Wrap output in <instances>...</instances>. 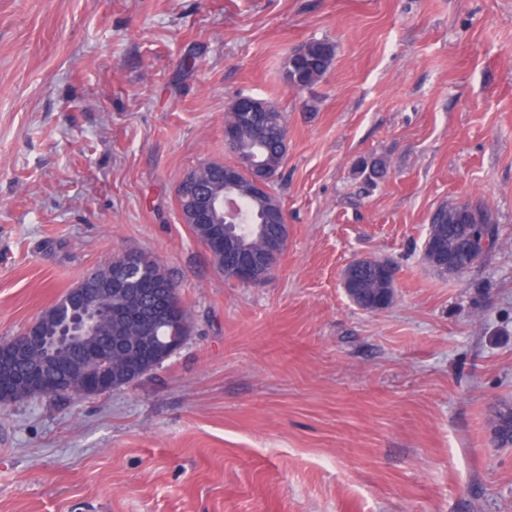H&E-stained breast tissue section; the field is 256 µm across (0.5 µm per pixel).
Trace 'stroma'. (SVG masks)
I'll list each match as a JSON object with an SVG mask.
<instances>
[{
  "mask_svg": "<svg viewBox=\"0 0 512 512\" xmlns=\"http://www.w3.org/2000/svg\"><path fill=\"white\" fill-rule=\"evenodd\" d=\"M312 38L336 56L298 95ZM241 94L288 119V246L255 284L176 197L229 161ZM460 200L498 245L441 278L429 216ZM125 251L192 333L112 393L0 407V512H512V0H0V342ZM359 257L393 266L388 308L346 295ZM334 56L335 45L326 39H310L294 46L285 59L284 82L296 93L314 87L326 76ZM357 172L362 177V189L369 191L371 188L376 187L378 181L386 176L387 167L381 159L363 158L358 162ZM494 440L502 447L512 445V403L501 402L491 421Z\"/></svg>",
  "mask_w": 512,
  "mask_h": 512,
  "instance_id": "35a3bbf8",
  "label": "stroma"
}]
</instances>
